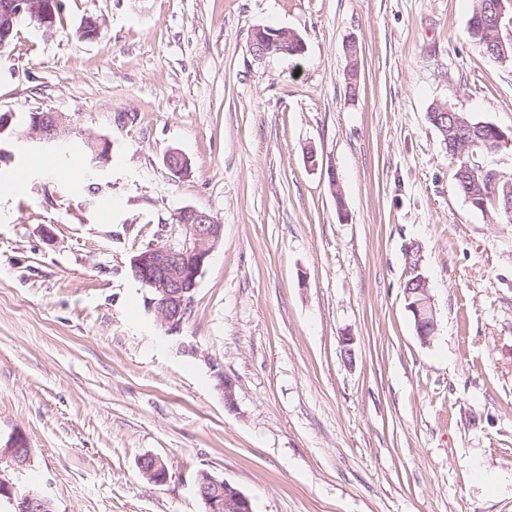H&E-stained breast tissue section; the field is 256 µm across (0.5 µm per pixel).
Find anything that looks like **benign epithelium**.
Listing matches in <instances>:
<instances>
[{
  "label": "benign epithelium",
  "instance_id": "benign-epithelium-1",
  "mask_svg": "<svg viewBox=\"0 0 512 512\" xmlns=\"http://www.w3.org/2000/svg\"><path fill=\"white\" fill-rule=\"evenodd\" d=\"M57 0H3L0 3V33L8 37L16 18L25 14L37 26L53 27ZM505 0H490L483 25L491 29L496 42L503 43L501 26ZM68 133L66 118L57 112H44L28 125L25 138L44 144H55ZM167 167L176 174L188 171V160L179 152L171 151L165 159ZM224 225L209 212L184 207L174 215V223L161 226L158 240L142 248L132 261L134 277L150 288L149 306L155 308L162 326L173 332L180 328L191 307L193 292L198 286L208 258L220 242ZM406 275L414 276L412 286L404 289L406 308L414 321L415 332L422 343H428L438 330V323L429 293L428 281L421 274L420 261L408 262ZM26 447L17 435L0 448V499L21 512H55L53 501L42 491L30 489L21 496L14 494V484L7 472L20 473L30 461L22 454ZM142 473L154 483H163L169 477L166 463L159 457L146 456L139 464ZM198 494L205 512H252L250 498L228 481L213 476L206 470L196 477Z\"/></svg>",
  "mask_w": 512,
  "mask_h": 512
}]
</instances>
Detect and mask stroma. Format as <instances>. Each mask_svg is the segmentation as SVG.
Returning <instances> with one entry per match:
<instances>
[{
	"label": "stroma",
	"mask_w": 512,
	"mask_h": 512,
	"mask_svg": "<svg viewBox=\"0 0 512 512\" xmlns=\"http://www.w3.org/2000/svg\"><path fill=\"white\" fill-rule=\"evenodd\" d=\"M472 9L63 0L53 29L18 25L0 51V445L30 450L16 494L205 512L206 470L253 512H512V224L457 192L428 119L446 105L512 131V58L472 40ZM260 26L304 53L254 57ZM43 111L70 119L62 143L22 139ZM90 137L109 145L95 169ZM188 206L224 234L170 332L131 260ZM411 248L427 344L404 300ZM420 261L413 259L408 262L406 277L415 276L408 288H403L406 308L414 321L415 332L422 343H429L438 330V323L429 293L428 281L420 273ZM420 273V274H419ZM413 277H408L406 282ZM415 285V288H413ZM142 473L154 483H163L169 477L166 463L156 456H146L139 464Z\"/></svg>",
	"instance_id": "stroma-1"
}]
</instances>
